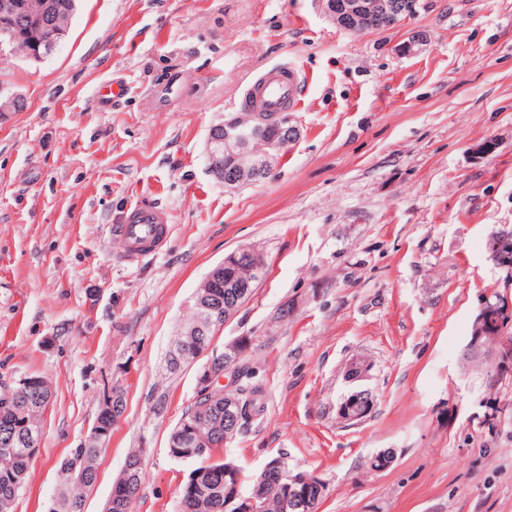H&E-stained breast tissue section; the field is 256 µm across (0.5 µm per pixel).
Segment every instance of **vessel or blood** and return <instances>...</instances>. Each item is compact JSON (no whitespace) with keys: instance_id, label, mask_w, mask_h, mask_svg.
Segmentation results:
<instances>
[{"instance_id":"vessel-or-blood-1","label":"vessel or blood","mask_w":512,"mask_h":512,"mask_svg":"<svg viewBox=\"0 0 512 512\" xmlns=\"http://www.w3.org/2000/svg\"><path fill=\"white\" fill-rule=\"evenodd\" d=\"M304 84V77L296 69L273 65L247 82L236 106L245 112L274 117L302 106ZM170 222L167 210L138 203L127 209L121 222L112 225L111 231L122 241L125 259L133 261L163 247Z\"/></svg>"}]
</instances>
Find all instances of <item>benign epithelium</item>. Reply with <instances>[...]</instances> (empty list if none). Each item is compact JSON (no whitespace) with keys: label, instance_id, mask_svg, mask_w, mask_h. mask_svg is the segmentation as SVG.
Returning <instances> with one entry per match:
<instances>
[{"label":"benign epithelium","instance_id":"benign-epithelium-1","mask_svg":"<svg viewBox=\"0 0 512 512\" xmlns=\"http://www.w3.org/2000/svg\"><path fill=\"white\" fill-rule=\"evenodd\" d=\"M417 0H324V11L333 23L350 33L369 29H382L391 26L396 13L416 12ZM67 33V27L60 20L51 17L50 22H37L23 34L30 49L28 56L41 60L45 52L55 48ZM286 130L285 136H271L261 123L246 124L239 117L231 115L214 125L207 139V152L213 175L229 191H236L255 183L259 169L272 173V160L288 149L300 136V129L294 118L281 114L277 130ZM262 141L267 151L258 159L250 150L252 143ZM490 258L499 267L509 265L512 259V231H501L488 240ZM213 277H207L198 288L201 293L197 305L206 310L202 324L188 329L182 336L179 347L190 351L194 360L206 358L198 374L196 397L202 398L218 391L216 383L224 380V374H233L230 367L249 349L250 342L237 337L227 343L223 350L215 348L214 342L202 336L205 327L222 316L229 320L235 315L238 302L245 296V284H227L231 291L226 293L224 311L211 308L208 289ZM467 352L487 357L491 363L495 379L512 376V310H500L484 303L473 324L472 336L467 344ZM372 407L370 393L366 389L351 393L340 404L339 418L344 422H355L369 413ZM288 472V500L285 508L289 512H299L308 508L312 491L324 488V481L316 474L291 470L287 458H277L266 464Z\"/></svg>","mask_w":512,"mask_h":512}]
</instances>
